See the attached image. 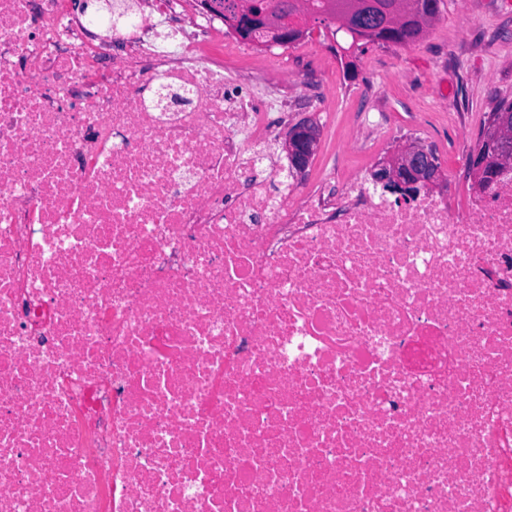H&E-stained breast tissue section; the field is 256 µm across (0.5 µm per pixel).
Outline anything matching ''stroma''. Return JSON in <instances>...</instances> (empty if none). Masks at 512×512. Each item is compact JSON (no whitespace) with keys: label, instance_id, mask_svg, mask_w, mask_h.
<instances>
[{"label":"stroma","instance_id":"stroma-1","mask_svg":"<svg viewBox=\"0 0 512 512\" xmlns=\"http://www.w3.org/2000/svg\"><path fill=\"white\" fill-rule=\"evenodd\" d=\"M309 30L325 35L314 49L317 80L298 58L264 73L291 105V122L311 116L321 130L299 185L370 175L410 139L434 150L447 182L470 179L467 159L488 113L512 100V0H440L436 21L407 46L351 38L331 19ZM316 90L326 97L319 111Z\"/></svg>","mask_w":512,"mask_h":512}]
</instances>
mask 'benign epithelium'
I'll return each mask as SVG.
<instances>
[{"instance_id":"obj_1","label":"benign epithelium","mask_w":512,"mask_h":512,"mask_svg":"<svg viewBox=\"0 0 512 512\" xmlns=\"http://www.w3.org/2000/svg\"><path fill=\"white\" fill-rule=\"evenodd\" d=\"M208 13L224 15V23L239 38L256 46L264 45L263 38H288L301 35L306 23L296 16H288L282 0H236L228 7L224 0H200ZM329 8L341 17L344 28L356 36L365 37L372 29L362 24L371 18L381 27L397 25L402 16L400 0H331ZM508 112L489 113L482 138L468 160V167L479 179L482 175L495 178L499 170L512 167V120ZM320 139V128L311 119H305L288 129L284 150L290 173L301 176L315 156ZM372 180L386 189H404V199L422 190L434 189L442 181L441 165L434 152L418 142L404 145L372 173Z\"/></svg>"}]
</instances>
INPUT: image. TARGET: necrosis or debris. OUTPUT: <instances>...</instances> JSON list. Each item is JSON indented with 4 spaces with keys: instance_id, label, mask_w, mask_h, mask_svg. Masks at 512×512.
I'll use <instances>...</instances> for the list:
<instances>
[{
    "instance_id": "necrosis-or-debris-1",
    "label": "necrosis or debris",
    "mask_w": 512,
    "mask_h": 512,
    "mask_svg": "<svg viewBox=\"0 0 512 512\" xmlns=\"http://www.w3.org/2000/svg\"><path fill=\"white\" fill-rule=\"evenodd\" d=\"M181 6L0 0V512H512V174L299 195Z\"/></svg>"
}]
</instances>
